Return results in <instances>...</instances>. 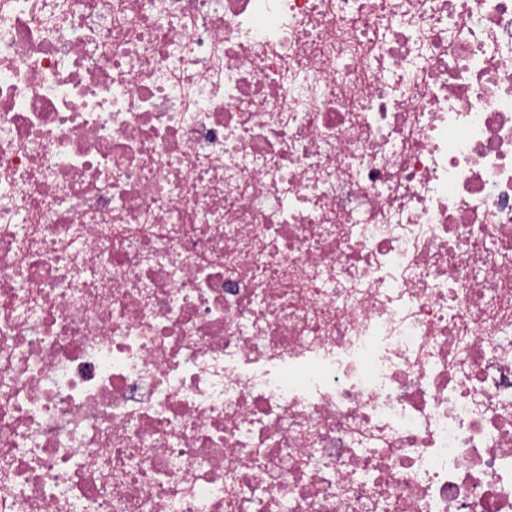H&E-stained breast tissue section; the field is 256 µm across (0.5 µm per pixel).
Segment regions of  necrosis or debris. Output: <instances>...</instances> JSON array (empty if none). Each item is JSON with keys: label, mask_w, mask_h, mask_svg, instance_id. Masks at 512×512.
Instances as JSON below:
<instances>
[{"label": "necrosis or debris", "mask_w": 512, "mask_h": 512, "mask_svg": "<svg viewBox=\"0 0 512 512\" xmlns=\"http://www.w3.org/2000/svg\"><path fill=\"white\" fill-rule=\"evenodd\" d=\"M0 512H512V0H0Z\"/></svg>", "instance_id": "obj_1"}]
</instances>
